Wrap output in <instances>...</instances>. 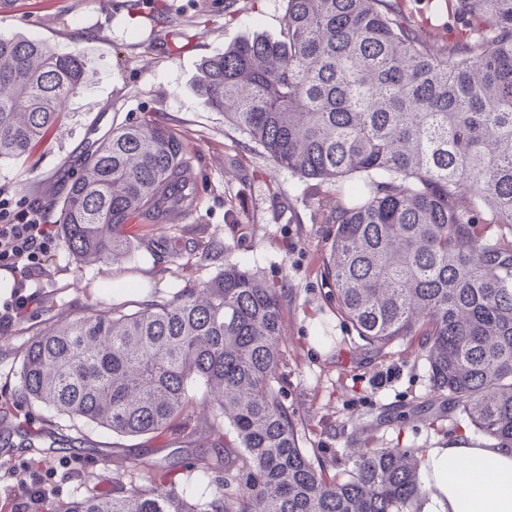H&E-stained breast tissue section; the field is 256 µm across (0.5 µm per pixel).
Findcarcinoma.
<instances>
[{"label":"carcinoma","mask_w":512,"mask_h":512,"mask_svg":"<svg viewBox=\"0 0 512 512\" xmlns=\"http://www.w3.org/2000/svg\"><path fill=\"white\" fill-rule=\"evenodd\" d=\"M278 38L205 58L196 90L274 165L336 196L321 278L378 356L417 344L434 404L512 447V0H439L455 32L433 41L405 0H285ZM76 54L0 36V162L29 157L64 124L85 80ZM189 144L143 119L89 150L59 206L61 247L80 264L129 254L135 220L189 216ZM286 290L224 260L200 288L134 311L100 305L29 341L19 394L124 437L194 435L209 414V479L196 502L160 487L164 467L125 457L112 489L53 512H419L409 448L326 460L302 446L284 402ZM342 472L329 479L332 467Z\"/></svg>","instance_id":"1"}]
</instances>
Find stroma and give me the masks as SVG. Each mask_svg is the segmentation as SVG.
I'll return each mask as SVG.
<instances>
[{
    "label": "stroma",
    "mask_w": 512,
    "mask_h": 512,
    "mask_svg": "<svg viewBox=\"0 0 512 512\" xmlns=\"http://www.w3.org/2000/svg\"><path fill=\"white\" fill-rule=\"evenodd\" d=\"M149 0L132 10L128 0H9L0 12V34L22 35L86 62V82L68 103L64 128L28 159L0 163V201L19 214L41 201L51 204L63 180L77 172L91 144L114 126L151 118L189 142L190 165L200 189L195 212L179 224H137L120 269L79 265L53 247L29 290L23 314L0 331V446L19 444L24 433L42 434L45 453L0 457V512H50L54 501L93 489L92 477L113 472L124 455L147 447L161 462L206 449L205 440L180 445L157 438H124L73 422L15 395L18 370L32 336L57 319L88 312L97 303H138L171 297L178 289L213 278L220 266L202 260L207 246L228 245L229 258L260 271L288 292L284 306L286 350L282 369L286 401L308 448L322 456L350 457L352 442L369 437L383 448H441L480 436L460 414L437 424L413 414L431 397L425 360L416 344L396 345L384 358L350 356L353 332L328 298L320 279L322 246L330 227L313 220L317 198L308 181L274 166L245 134L206 107L195 80L199 65L232 42L257 35L279 37L283 0ZM165 236L190 254L177 269L152 251ZM385 408L411 410L402 425L380 424Z\"/></svg>",
    "instance_id": "obj_1"
}]
</instances>
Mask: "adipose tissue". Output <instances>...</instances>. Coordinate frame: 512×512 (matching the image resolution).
<instances>
[{
  "label": "adipose tissue",
  "instance_id": "obj_1",
  "mask_svg": "<svg viewBox=\"0 0 512 512\" xmlns=\"http://www.w3.org/2000/svg\"><path fill=\"white\" fill-rule=\"evenodd\" d=\"M421 512H512V448L458 442L425 450Z\"/></svg>",
  "mask_w": 512,
  "mask_h": 512
}]
</instances>
